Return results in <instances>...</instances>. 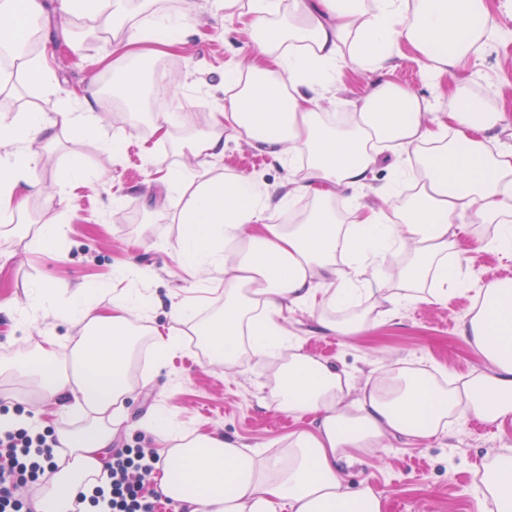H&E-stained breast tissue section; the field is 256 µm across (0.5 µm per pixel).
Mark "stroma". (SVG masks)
Returning <instances> with one entry per match:
<instances>
[{"label": "stroma", "instance_id": "obj_1", "mask_svg": "<svg viewBox=\"0 0 512 512\" xmlns=\"http://www.w3.org/2000/svg\"><path fill=\"white\" fill-rule=\"evenodd\" d=\"M39 2L38 46L53 51L49 64L58 90L47 92L35 79L14 86L0 99V114L54 115L63 103L75 101L89 77L101 80L111 73L113 62L127 52L130 34L152 14L186 13L194 26L183 34L175 54L143 63L150 70L177 67L174 92L159 101L160 106L175 108L168 138L150 132L155 118L150 102H143L123 121L103 95L96 108L95 135L79 138L60 130L52 145L31 143L38 157L34 176L43 190L29 197L13 223L0 226V299L22 301L37 287L51 286L58 289L57 304L63 308L68 303L67 288L87 282L100 288L98 300L107 307L113 293L132 285L130 279L116 276L114 267L133 261L162 301L153 313L154 323H167L170 303L188 288L209 289L200 307L201 318H209L219 306L213 293L223 288L224 278L206 269L191 276L180 268L174 258L185 233L180 208L166 198L164 188L154 187L152 176L164 163L196 171L202 180L233 173L275 188L287 182L286 168L255 154L242 140H228L223 158L204 164L182 149L184 142L208 131L212 112L224 101V73L248 51L247 32L225 24L224 0H130L127 15L108 24L60 13L58 0ZM388 70L393 81L424 99L431 112L453 108L447 79L430 78L420 55L401 49L391 57ZM468 77L470 90L490 102L498 88L512 89V41L493 42ZM116 142L121 145L117 152L112 149ZM75 162L84 164L87 177L76 182L64 203L55 193L56 180ZM45 224L58 228L53 254L33 244ZM493 231L490 224L464 223L460 238L468 250L462 275L466 288L449 295L447 303L385 313L383 326L364 336L319 335L309 312L300 310L288 314L284 326L305 350L351 377L352 397H359L365 385L374 382L382 366L425 370L444 383L461 385L487 369L460 334L472 292L489 280L506 278L512 268V259L486 248ZM47 332L69 336L73 329L56 314L30 324L0 311V360L34 352L36 340ZM271 369V363L250 357L227 370L208 362L196 342H187L164 366L153 365L139 373L126 402L127 419L113 446L151 447L141 423L159 408L187 429L219 431L257 448L284 440L298 424L278 411L271 399ZM509 445L511 426L501 429L460 412L452 418L449 435L415 444L391 440L346 469L344 480L352 489L367 479L381 487L390 497L388 512H478V482L468 474Z\"/></svg>", "mask_w": 512, "mask_h": 512}]
</instances>
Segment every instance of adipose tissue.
<instances>
[{
    "instance_id": "adipose-tissue-1",
    "label": "adipose tissue",
    "mask_w": 512,
    "mask_h": 512,
    "mask_svg": "<svg viewBox=\"0 0 512 512\" xmlns=\"http://www.w3.org/2000/svg\"><path fill=\"white\" fill-rule=\"evenodd\" d=\"M227 22L249 33L252 61L229 70L230 93L211 115V126L187 144L197 157L218 159L227 138L247 140L287 166L281 194L236 176L196 181L192 172L165 168L159 178L171 194L194 190L180 212L186 232L176 252L187 271L207 267L224 277V304L199 320V302L187 295L170 305V326L150 325L156 303L146 288H129L101 307L95 289L75 286L63 316L77 333L42 336L33 354L11 370L32 385L38 407L35 429L52 430L58 468L34 512H74L78 491L104 485L112 441L125 421L123 404L135 338L148 322L157 363L180 346L177 327L196 335L212 361L233 366L241 348L257 359L283 358L275 375L279 411L301 420L274 453L218 433L184 429L163 411L143 421L160 458L157 491L175 512H386L388 495L368 483L349 492L346 468L394 438L410 442L448 433L451 417L465 411L502 425L512 423V281L491 280L478 290L475 312L462 334L489 364L488 372L459 387L425 373L384 369L380 382L349 400L351 387L336 368L307 353L283 326L286 313L318 311L320 332L358 336L372 328L355 306L366 295L394 309L442 304L454 291L466 262L459 232L465 216L494 225L489 248L512 255V113L488 107L460 78L481 48L501 38L491 26L489 0H293L281 16L278 0H225ZM37 0H0V46L23 39ZM192 23L184 15H156L150 33L129 38L130 57L144 58L156 33H176ZM422 54L432 77L448 76L455 106L425 121L421 99L382 73L394 51ZM373 74L374 82L349 119L327 123L321 102L343 68ZM95 84L78 104H64L53 118L40 112L0 116V222L10 223L27 199L40 192L32 173L31 138L61 127L77 137L96 128ZM406 153L381 190L382 209H356L339 224L330 202L340 188H364L382 150ZM416 191L400 199L399 187ZM307 195L316 203L300 224H277L279 210ZM408 252L392 273L388 258ZM70 357L72 370L60 366ZM90 423L72 428L75 416ZM479 512H512V453L483 465Z\"/></svg>"
}]
</instances>
